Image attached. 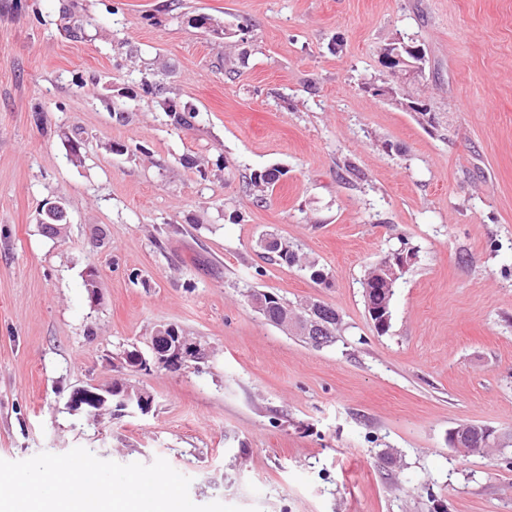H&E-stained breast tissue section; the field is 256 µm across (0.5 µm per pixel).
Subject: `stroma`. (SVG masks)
Returning a JSON list of instances; mask_svg holds the SVG:
<instances>
[{"label":"stroma","instance_id":"obj_1","mask_svg":"<svg viewBox=\"0 0 512 512\" xmlns=\"http://www.w3.org/2000/svg\"><path fill=\"white\" fill-rule=\"evenodd\" d=\"M400 35L438 133L364 89ZM402 247L382 333L362 282ZM252 291L334 307L335 342L269 324ZM162 324L206 358L128 367ZM115 382L149 413L70 410ZM462 423L512 434V0H0V459L161 457L195 504L246 512H512V446L461 453ZM162 111L171 119L172 123L176 126L182 127L190 125V121L186 116V112L189 118H193L194 109L188 103H183L175 99H165L160 104ZM261 246L266 252L273 254L272 257L276 258L280 263L294 265L298 261L297 254L286 240L271 237L262 242Z\"/></svg>","mask_w":512,"mask_h":512}]
</instances>
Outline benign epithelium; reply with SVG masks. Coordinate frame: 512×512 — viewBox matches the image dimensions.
Here are the masks:
<instances>
[{
	"instance_id": "benign-epithelium-1",
	"label": "benign epithelium",
	"mask_w": 512,
	"mask_h": 512,
	"mask_svg": "<svg viewBox=\"0 0 512 512\" xmlns=\"http://www.w3.org/2000/svg\"><path fill=\"white\" fill-rule=\"evenodd\" d=\"M425 54L404 42L400 37L394 39L382 55L381 64L385 76L383 84L372 89L373 94L387 100L395 99L401 89L421 77L425 70ZM408 264V257L401 253L386 260L378 266L377 282L384 285L387 297H392L393 286ZM299 312L284 316L285 325L292 333L304 337L315 347L331 343V328L319 310V304H301ZM151 358L135 350L126 357L127 366L137 370H148L151 367L178 369L189 361L205 358V350L195 342L180 335L173 325L156 329L150 342ZM152 405L151 395L145 391L107 387L100 389L94 386L77 389L70 400V407L75 412H85L98 417L102 413L117 411H138L146 414Z\"/></svg>"
}]
</instances>
